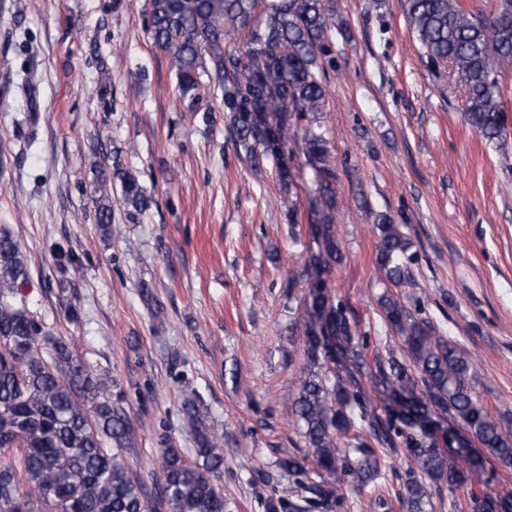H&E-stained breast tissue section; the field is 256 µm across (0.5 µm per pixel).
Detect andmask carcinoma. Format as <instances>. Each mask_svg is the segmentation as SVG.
Returning a JSON list of instances; mask_svg holds the SVG:
<instances>
[{"mask_svg": "<svg viewBox=\"0 0 512 512\" xmlns=\"http://www.w3.org/2000/svg\"><path fill=\"white\" fill-rule=\"evenodd\" d=\"M148 36L170 56L176 91L190 112L200 111L206 88H221L228 131L251 167L271 160L283 193L294 185L286 155L297 152L314 175L311 231L319 254L315 274L331 273L341 249L331 234L336 209V163L321 121L326 75L336 69L331 0H147ZM404 11L428 66L448 70L464 91L463 112L489 141L506 143L508 123L501 81L512 65V0L490 13L461 0H404ZM246 32L227 49L228 31ZM97 224L112 227V178L119 179L128 215L153 198L136 177L94 166ZM378 264L388 278L407 275L410 242L387 214L378 224ZM25 255L0 230V512H225L223 436L196 429V458L161 450L164 485L152 505L122 455L132 447L124 409L112 403L107 381L91 373L76 346L46 332L28 308L22 283ZM294 321L305 354L317 370L298 383L292 408L304 428L308 452L286 453L278 467L296 477L307 503L333 512L343 486L364 488L382 478L381 451L401 450L410 470L398 492L406 512H426L423 479L444 482L453 494L469 482L448 453L447 437L418 422L430 413L462 423L472 439L506 467L512 466V423L494 418L474 394L470 364L452 342L436 334L398 302L384 303L387 321L405 357L391 353L363 368L367 336L347 305L323 284L303 297ZM109 440L113 449L104 447ZM469 512L509 505L470 491Z\"/></svg>", "mask_w": 512, "mask_h": 512, "instance_id": "cac0c4a2", "label": "carcinoma"}]
</instances>
